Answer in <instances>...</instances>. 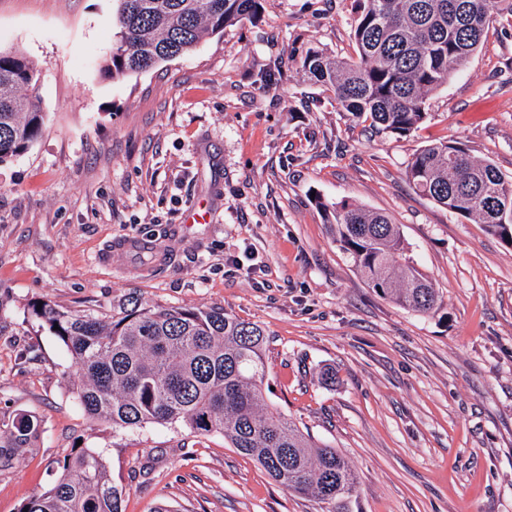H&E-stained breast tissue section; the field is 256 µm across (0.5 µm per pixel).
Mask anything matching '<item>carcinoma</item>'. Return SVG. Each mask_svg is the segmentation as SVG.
<instances>
[{
  "instance_id": "cac0c4a2",
  "label": "carcinoma",
  "mask_w": 512,
  "mask_h": 512,
  "mask_svg": "<svg viewBox=\"0 0 512 512\" xmlns=\"http://www.w3.org/2000/svg\"><path fill=\"white\" fill-rule=\"evenodd\" d=\"M118 43L104 73L148 70L193 49L244 19L261 0H115ZM359 61L311 50L302 67L333 94L340 111L371 120L381 133L405 137L427 115L428 95L479 48L490 24L512 22V0H354ZM37 65L0 51V163L24 154L41 135L45 113L33 90ZM412 188L503 238L512 225V177L454 143L430 144L408 161ZM324 223L365 283L399 306L430 314L439 289L405 257L398 225L381 212L319 203ZM32 317L57 336L79 377L70 392L85 412L114 428L181 422L192 432L224 435L286 491L311 497L326 512H350L357 479L338 450L316 442L269 408L264 332L222 308L145 306L134 297L119 312L97 315L45 301ZM40 420L19 416L0 443V468L37 436ZM123 490L101 452L74 448L55 480L23 501L19 512H124Z\"/></svg>"
}]
</instances>
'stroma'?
I'll list each match as a JSON object with an SVG mask.
<instances>
[{"instance_id": "1", "label": "stroma", "mask_w": 512, "mask_h": 512, "mask_svg": "<svg viewBox=\"0 0 512 512\" xmlns=\"http://www.w3.org/2000/svg\"><path fill=\"white\" fill-rule=\"evenodd\" d=\"M113 11V0H0V50L38 65L47 115L30 149L0 164V427L42 421L0 470V512L47 488L79 444L106 458L125 512H326L221 434L85 413L68 391L70 353L27 306L108 313L130 296L261 326L266 399L349 461L352 512H512V247L405 178L439 142L512 175V27L493 23L398 138L349 120L302 68L311 48L354 55L352 0H262L258 21L120 78L100 70ZM320 199L389 214L440 309L368 288ZM200 207L208 223H186ZM137 237L163 261L110 249Z\"/></svg>"}]
</instances>
